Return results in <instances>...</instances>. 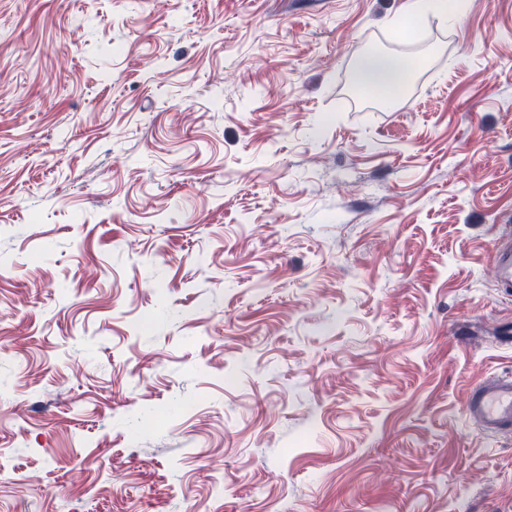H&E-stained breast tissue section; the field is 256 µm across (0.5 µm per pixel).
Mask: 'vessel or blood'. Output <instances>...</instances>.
Returning <instances> with one entry per match:
<instances>
[{
  "label": "vessel or blood",
  "mask_w": 512,
  "mask_h": 512,
  "mask_svg": "<svg viewBox=\"0 0 512 512\" xmlns=\"http://www.w3.org/2000/svg\"><path fill=\"white\" fill-rule=\"evenodd\" d=\"M465 414L482 433L497 435L512 430V376H495L472 387Z\"/></svg>",
  "instance_id": "obj_1"
}]
</instances>
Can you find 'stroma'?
Listing matches in <instances>:
<instances>
[{
    "mask_svg": "<svg viewBox=\"0 0 512 512\" xmlns=\"http://www.w3.org/2000/svg\"><path fill=\"white\" fill-rule=\"evenodd\" d=\"M403 3L0 0V512H512V0ZM452 2L453 0H448ZM447 0H405L403 14L421 16L429 13L440 14L448 18ZM363 89L368 92H382L394 100V94L405 84L412 63L400 54H386L362 58L359 62ZM391 101V102H392ZM465 414L484 434L512 430V376L486 379L468 393Z\"/></svg>",
    "mask_w": 512,
    "mask_h": 512,
    "instance_id": "35a3bbf8",
    "label": "stroma"
}]
</instances>
